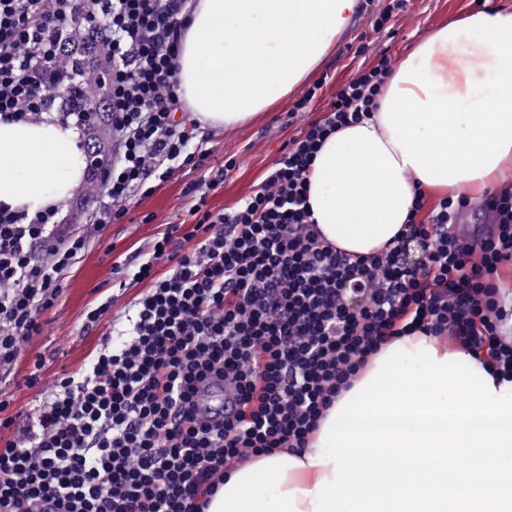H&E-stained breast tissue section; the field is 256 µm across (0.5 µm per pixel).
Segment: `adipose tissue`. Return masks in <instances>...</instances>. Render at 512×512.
Segmentation results:
<instances>
[{"label":"adipose tissue","instance_id":"ef3b65f1","mask_svg":"<svg viewBox=\"0 0 512 512\" xmlns=\"http://www.w3.org/2000/svg\"><path fill=\"white\" fill-rule=\"evenodd\" d=\"M359 0H196L179 79L203 124L230 127L293 91L350 26ZM512 175V11L433 30L393 70L373 120L327 137L308 174L321 234L352 254L403 228L415 191L471 196ZM76 135L0 119V203L34 209L76 190ZM318 438L227 478L206 512H312Z\"/></svg>","mask_w":512,"mask_h":512}]
</instances>
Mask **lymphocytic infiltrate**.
<instances>
[{
	"label": "lymphocytic infiltrate",
	"instance_id": "1",
	"mask_svg": "<svg viewBox=\"0 0 512 512\" xmlns=\"http://www.w3.org/2000/svg\"><path fill=\"white\" fill-rule=\"evenodd\" d=\"M194 0H0V117L26 121L52 100L43 70L73 44V21L90 11L105 35L106 118L114 151L91 218L121 220L179 165L194 125L178 79ZM392 73L388 58L344 82L325 113L281 150L259 189L224 212L208 190L236 166L187 183L202 214L201 238L171 250L165 233L133 272L148 282L128 326L104 341L89 372L53 383L54 399L31 425L0 439V512H205L225 478L256 459L305 448L334 399L391 340L447 336L494 374L512 376V311L500 267L512 262V185L478 202L416 192L394 242L354 255L326 241L309 207L306 173L321 144L373 119ZM487 231L456 232L471 206ZM61 204L29 211L0 205V382L41 334L60 275L87 245L55 239ZM425 253L410 273L406 251ZM171 273L156 271L160 260ZM223 382L230 413L199 417L200 393Z\"/></svg>",
	"mask_w": 512,
	"mask_h": 512
}]
</instances>
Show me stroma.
Masks as SVG:
<instances>
[{"mask_svg": "<svg viewBox=\"0 0 512 512\" xmlns=\"http://www.w3.org/2000/svg\"><path fill=\"white\" fill-rule=\"evenodd\" d=\"M388 5L389 0H360V10L351 26L307 77L311 83L319 79L324 82L310 111L295 112L294 105L302 94L297 88L237 126L198 124L193 143L208 152L211 164H222L228 153L238 158L237 167L223 184L208 192V209L221 212L243 202L258 187L283 146L309 121L321 117L340 84L359 68L374 66L384 56L392 64H399L433 29L484 8L512 11V0H411L406 12L393 16L388 29L376 31L375 18ZM361 44L365 52L354 54V47ZM203 175V170L193 166L175 169L151 195L133 199L124 218L104 229L85 223L62 225V232L85 233L89 246L61 275V295L55 307L45 313L41 335L24 341L21 359L6 382L0 384V392L10 401L7 415L27 421L35 407L50 401L56 377L89 369L96 350L107 337L123 329L135 299L147 289L146 284L132 282L128 265L147 257L170 226L181 225L183 233L175 241L182 249L192 248V241L184 234L196 222V200L184 195L183 188L186 182ZM106 299L112 302L110 315L93 329L83 330L88 309ZM36 368L41 371L42 383L27 386L26 378Z\"/></svg>", "mask_w": 512, "mask_h": 512, "instance_id": "stroma-1", "label": "stroma"}]
</instances>
